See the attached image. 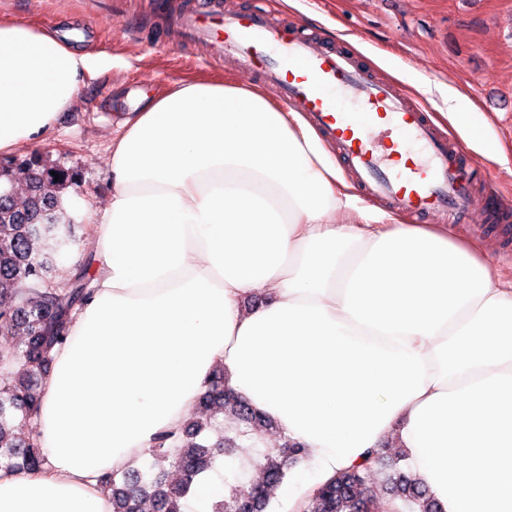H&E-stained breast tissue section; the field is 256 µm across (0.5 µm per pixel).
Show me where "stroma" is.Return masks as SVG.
Segmentation results:
<instances>
[{"instance_id": "obj_1", "label": "stroma", "mask_w": 512, "mask_h": 512, "mask_svg": "<svg viewBox=\"0 0 512 512\" xmlns=\"http://www.w3.org/2000/svg\"><path fill=\"white\" fill-rule=\"evenodd\" d=\"M195 0H0V19L43 29L75 31L80 51L120 56V64L87 79L79 102L62 113L40 143L13 154H39L76 171L75 197L105 204L112 194L107 157L112 132L144 98L193 77L238 75L216 61V50L188 39L182 17ZM278 20L300 19L328 40L355 45L385 74L423 88L437 112L458 109L489 117L490 130L474 158L485 179L512 198V0H272ZM499 147L509 158L488 156ZM450 235L479 240L486 258L512 277V257L486 224L482 210Z\"/></svg>"}]
</instances>
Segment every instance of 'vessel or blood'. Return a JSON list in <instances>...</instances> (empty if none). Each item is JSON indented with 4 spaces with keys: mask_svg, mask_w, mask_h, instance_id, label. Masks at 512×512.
Returning <instances> with one entry per match:
<instances>
[{
    "mask_svg": "<svg viewBox=\"0 0 512 512\" xmlns=\"http://www.w3.org/2000/svg\"><path fill=\"white\" fill-rule=\"evenodd\" d=\"M187 22L334 141L365 201L418 221L438 214L448 224L479 207L489 223L512 226V201L468 176L469 159L436 125L432 108L347 44L323 43L297 23L273 24L259 5L226 11L211 0Z\"/></svg>",
    "mask_w": 512,
    "mask_h": 512,
    "instance_id": "vessel-or-blood-1",
    "label": "vessel or blood"
}]
</instances>
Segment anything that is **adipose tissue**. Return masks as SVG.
I'll return each instance as SVG.
<instances>
[{
    "mask_svg": "<svg viewBox=\"0 0 512 512\" xmlns=\"http://www.w3.org/2000/svg\"><path fill=\"white\" fill-rule=\"evenodd\" d=\"M115 56L0 21V156L36 143ZM90 300L50 353L43 470L0 512H112L100 478L178 432L204 381L308 456L277 512L397 435L444 512H512V280L446 229L337 214L359 198L316 131L240 80H182L112 135Z\"/></svg>",
    "mask_w": 512,
    "mask_h": 512,
    "instance_id": "ef3b65f1",
    "label": "adipose tissue"
}]
</instances>
